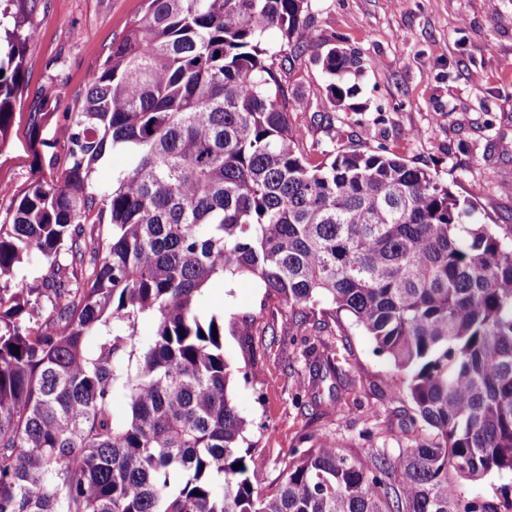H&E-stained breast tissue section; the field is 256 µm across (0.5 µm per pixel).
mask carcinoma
Wrapping results in <instances>:
<instances>
[{
  "label": "carcinoma",
  "mask_w": 512,
  "mask_h": 512,
  "mask_svg": "<svg viewBox=\"0 0 512 512\" xmlns=\"http://www.w3.org/2000/svg\"><path fill=\"white\" fill-rule=\"evenodd\" d=\"M6 2L0 145L27 40L4 20L39 0ZM307 9L146 0L67 115L56 180L0 221V512H512L507 487H458L512 475V226L396 155L307 161L263 42L276 28L290 44ZM322 66L330 104L354 91L359 60L333 48ZM110 151L128 164L100 189ZM34 261L36 288L17 277ZM226 276L259 280L299 327L322 301L350 314L409 373L424 432L396 456L322 438L254 488L224 317L196 307ZM311 368L312 391L355 385L328 353Z\"/></svg>",
  "instance_id": "carcinoma-1"
}]
</instances>
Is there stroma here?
Listing matches in <instances>:
<instances>
[{"mask_svg": "<svg viewBox=\"0 0 512 512\" xmlns=\"http://www.w3.org/2000/svg\"><path fill=\"white\" fill-rule=\"evenodd\" d=\"M144 11L145 0H41L36 15H18L28 40L23 88L0 146V184L11 189L0 196V219L11 212L13 193L56 178L67 151L60 134L66 112ZM301 34L305 51H289L278 77L310 160L334 144L394 154L459 198L480 185L475 199L486 223L512 226V194L504 191L512 185V0H309ZM334 47L364 67L354 95L328 109L321 62ZM34 112L43 115L36 138ZM198 310L224 318V356L237 368L231 397L248 421L255 487H268L295 449L323 436L342 448L394 455L418 433L404 416L411 408L405 391L382 383L389 375L399 384L403 372L376 355L370 336L348 318L297 330L287 304L253 280L228 277L209 285ZM244 319L250 332L242 336ZM309 348L335 355L355 388L338 393L326 380L316 392L304 390Z\"/></svg>", "mask_w": 512, "mask_h": 512, "instance_id": "stroma-1", "label": "stroma"}]
</instances>
